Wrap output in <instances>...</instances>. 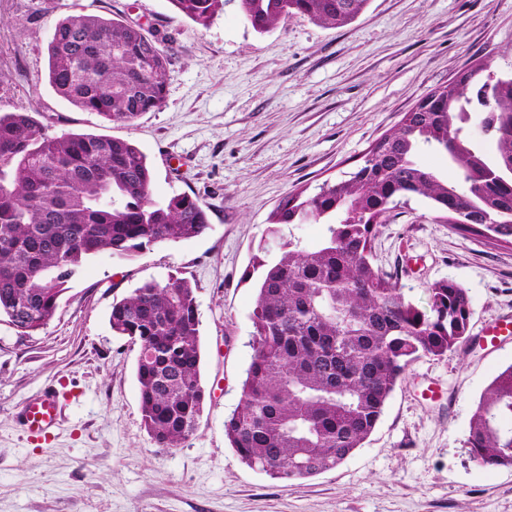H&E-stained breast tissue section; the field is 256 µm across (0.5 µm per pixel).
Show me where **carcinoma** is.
Wrapping results in <instances>:
<instances>
[{
  "instance_id": "carcinoma-1",
  "label": "carcinoma",
  "mask_w": 512,
  "mask_h": 512,
  "mask_svg": "<svg viewBox=\"0 0 512 512\" xmlns=\"http://www.w3.org/2000/svg\"><path fill=\"white\" fill-rule=\"evenodd\" d=\"M206 28L227 0H169ZM258 33L282 17L332 27L351 23L369 0H237ZM168 52L120 18L78 13L58 21L48 79L61 99L107 122L130 124L167 96ZM465 70L432 90L430 112L408 111L378 137L349 178L286 195L272 211L284 224L326 222L312 250L290 239L261 269L251 316V362L224 436L249 467L288 482L340 465L363 447L407 367L444 356L469 339L471 300L459 284L407 299L372 262L380 224L403 199L419 196L458 224L512 245V76ZM494 143L472 138V114ZM444 153L449 180L417 159ZM205 210L186 194L152 199V172L131 140L51 134L29 112L0 113V322L33 336L55 312L77 270L108 254L133 259L156 244L198 238ZM112 332L139 345L135 376L144 430L171 448L197 427L206 400L196 287L185 278L147 281L112 303ZM466 447L484 467H512V365L475 405Z\"/></svg>"
}]
</instances>
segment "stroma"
<instances>
[{
  "label": "stroma",
  "instance_id": "1",
  "mask_svg": "<svg viewBox=\"0 0 512 512\" xmlns=\"http://www.w3.org/2000/svg\"><path fill=\"white\" fill-rule=\"evenodd\" d=\"M80 12L139 24L168 49L160 110L117 125L54 93L52 29ZM477 63L512 73V0H369L343 27L285 17L264 34L235 0L205 28L169 0H0V113L134 141L153 199L196 197L210 224L132 260L88 261L36 335L0 322V512H512V468L481 467L464 445L475 403L512 364V338L411 362L363 448L318 476L270 480L224 436L253 354V264L279 252L267 233L279 200L347 178L403 112ZM373 263L422 308L434 282L461 285L471 335L512 312V245L445 223L424 198L380 226ZM172 277L196 287L207 399L195 432L160 448L141 425L138 345L108 316L143 282ZM432 384L442 397H424ZM50 385L61 422L37 445L15 414Z\"/></svg>",
  "mask_w": 512,
  "mask_h": 512
}]
</instances>
